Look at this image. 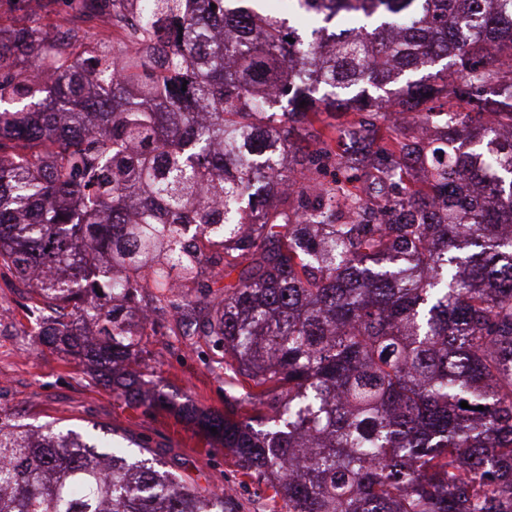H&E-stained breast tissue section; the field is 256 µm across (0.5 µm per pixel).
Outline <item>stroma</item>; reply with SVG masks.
<instances>
[{
  "label": "stroma",
  "mask_w": 512,
  "mask_h": 512,
  "mask_svg": "<svg viewBox=\"0 0 512 512\" xmlns=\"http://www.w3.org/2000/svg\"><path fill=\"white\" fill-rule=\"evenodd\" d=\"M25 288L0 267V422L53 424L113 445L145 448L148 457L180 474L197 490H226L231 512H273V504L244 477L234 457L196 427L161 410L130 409L111 389L95 384L78 360H64L27 318ZM204 343L152 337L147 379L159 390L203 408L224 409L220 354L204 355Z\"/></svg>",
  "instance_id": "stroma-1"
}]
</instances>
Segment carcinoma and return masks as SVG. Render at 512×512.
<instances>
[{"instance_id":"carcinoma-1","label":"carcinoma","mask_w":512,"mask_h":512,"mask_svg":"<svg viewBox=\"0 0 512 512\" xmlns=\"http://www.w3.org/2000/svg\"><path fill=\"white\" fill-rule=\"evenodd\" d=\"M59 2L0 26V266L45 343L283 512H512V0H294L306 37L263 0ZM151 336L223 354L224 412L145 389ZM227 499L0 422V512Z\"/></svg>"}]
</instances>
